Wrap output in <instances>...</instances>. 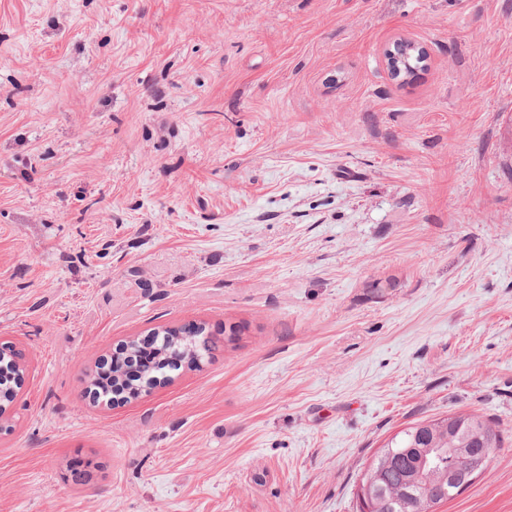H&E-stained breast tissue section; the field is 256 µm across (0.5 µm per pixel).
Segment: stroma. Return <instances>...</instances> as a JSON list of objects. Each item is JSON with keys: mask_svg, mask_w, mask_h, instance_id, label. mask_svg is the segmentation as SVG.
<instances>
[{"mask_svg": "<svg viewBox=\"0 0 512 512\" xmlns=\"http://www.w3.org/2000/svg\"><path fill=\"white\" fill-rule=\"evenodd\" d=\"M201 321V370L84 398ZM3 344L0 512H357L457 412L505 442L436 512H512V0H0Z\"/></svg>", "mask_w": 512, "mask_h": 512, "instance_id": "35a3bbf8", "label": "stroma"}]
</instances>
